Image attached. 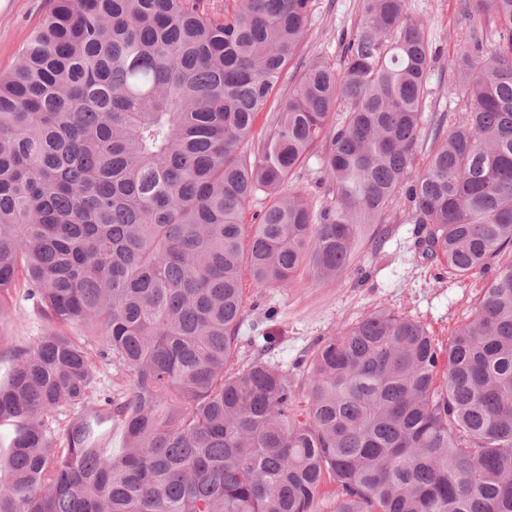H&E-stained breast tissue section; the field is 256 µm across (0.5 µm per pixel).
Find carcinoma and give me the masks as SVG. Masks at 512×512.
<instances>
[{
    "label": "carcinoma",
    "instance_id": "cac0c4a2",
    "mask_svg": "<svg viewBox=\"0 0 512 512\" xmlns=\"http://www.w3.org/2000/svg\"><path fill=\"white\" fill-rule=\"evenodd\" d=\"M474 10L494 40L419 168L435 53L406 0H364L284 100L311 0H54L0 73V312L44 323L0 373V512H512V0ZM321 144L317 209L288 182ZM401 195L419 255L482 281L448 344L374 310L305 394L244 356L246 291L338 278Z\"/></svg>",
    "mask_w": 512,
    "mask_h": 512
}]
</instances>
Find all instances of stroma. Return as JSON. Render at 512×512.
Segmentation results:
<instances>
[{
    "label": "stroma",
    "instance_id": "1",
    "mask_svg": "<svg viewBox=\"0 0 512 512\" xmlns=\"http://www.w3.org/2000/svg\"><path fill=\"white\" fill-rule=\"evenodd\" d=\"M463 3L407 0L410 15L423 23L436 53L417 158L421 165L441 142L435 134L437 123H451L464 111L458 76L451 64L458 46L472 35L491 34L490 24L469 18ZM312 4L302 52L281 79L284 95L312 58L339 61L341 36L353 32L362 18L363 0H312ZM52 7V0H0V73L13 68L26 38ZM408 212L407 199L398 197L386 219L392 235L381 252L375 255L370 248H363L339 279L321 282L305 269L285 292L248 293L240 331L245 355L267 349L269 357L287 369L296 388L308 389L309 377L301 359L321 340L381 307L418 318L436 341L447 342L451 332L470 319L480 283L452 277L436 280L433 263L421 258L414 247ZM41 326L31 307L10 311L0 319V355L30 341Z\"/></svg>",
    "mask_w": 512,
    "mask_h": 512
}]
</instances>
